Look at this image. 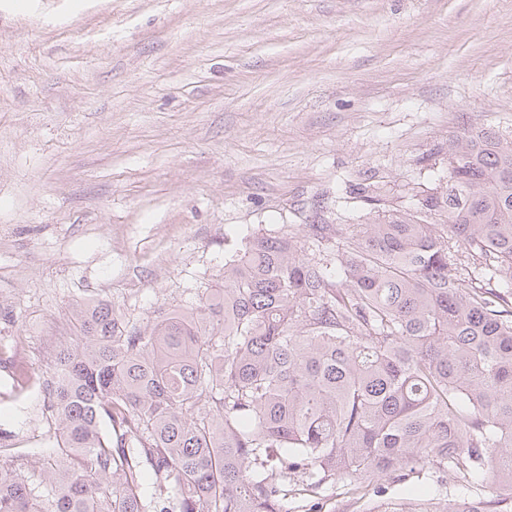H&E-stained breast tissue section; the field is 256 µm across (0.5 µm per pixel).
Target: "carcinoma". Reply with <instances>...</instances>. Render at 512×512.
Wrapping results in <instances>:
<instances>
[{
  "label": "carcinoma",
  "instance_id": "obj_1",
  "mask_svg": "<svg viewBox=\"0 0 512 512\" xmlns=\"http://www.w3.org/2000/svg\"><path fill=\"white\" fill-rule=\"evenodd\" d=\"M49 393L50 509L0 459V512H282L304 476L372 496L428 465L512 512V141L448 139V181L358 231L254 233L151 324L75 305ZM448 497L401 512H488Z\"/></svg>",
  "mask_w": 512,
  "mask_h": 512
}]
</instances>
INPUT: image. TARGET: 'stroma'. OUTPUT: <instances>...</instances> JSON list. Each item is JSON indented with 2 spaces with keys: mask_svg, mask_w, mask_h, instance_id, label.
Wrapping results in <instances>:
<instances>
[{
  "mask_svg": "<svg viewBox=\"0 0 512 512\" xmlns=\"http://www.w3.org/2000/svg\"><path fill=\"white\" fill-rule=\"evenodd\" d=\"M512 138V0H0V434L58 465L49 372L99 296L153 321L217 287L256 232L364 224L359 191L445 185L448 140ZM283 512L434 497L381 476Z\"/></svg>",
  "mask_w": 512,
  "mask_h": 512,
  "instance_id": "stroma-1",
  "label": "stroma"
}]
</instances>
